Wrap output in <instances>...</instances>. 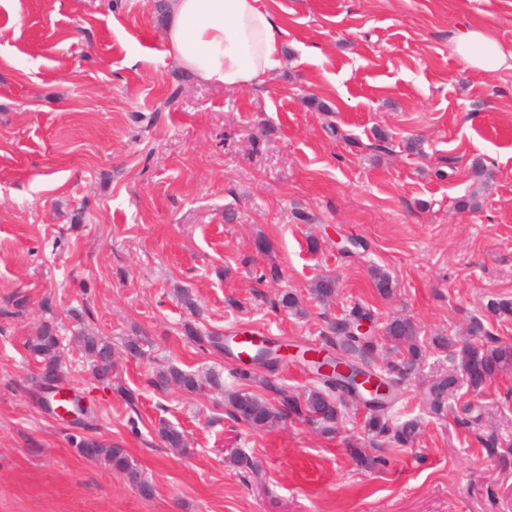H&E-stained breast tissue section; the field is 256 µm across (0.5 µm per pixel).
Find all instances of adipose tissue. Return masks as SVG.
Wrapping results in <instances>:
<instances>
[{
	"label": "adipose tissue",
	"instance_id": "adipose-tissue-1",
	"mask_svg": "<svg viewBox=\"0 0 512 512\" xmlns=\"http://www.w3.org/2000/svg\"><path fill=\"white\" fill-rule=\"evenodd\" d=\"M283 29L259 0H169L167 55L204 83L244 89L264 83L282 63ZM453 51L468 68L512 69V48L469 27L451 35Z\"/></svg>",
	"mask_w": 512,
	"mask_h": 512
}]
</instances>
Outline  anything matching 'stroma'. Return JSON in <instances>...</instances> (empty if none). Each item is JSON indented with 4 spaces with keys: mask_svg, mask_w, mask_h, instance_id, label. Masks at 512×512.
<instances>
[{
    "mask_svg": "<svg viewBox=\"0 0 512 512\" xmlns=\"http://www.w3.org/2000/svg\"><path fill=\"white\" fill-rule=\"evenodd\" d=\"M260 3L282 21L284 64L260 88L227 90L166 55V0H0V512H512V459L479 441L512 435V373L435 415L427 382L448 360L427 350L397 405L420 432L382 443L373 471L351 454L371 441L360 404L343 401L331 435L293 418L251 428L224 408L238 359L183 334L192 320L280 341L288 355L248 387L269 401L272 384L318 386L290 350L354 304L412 318L426 338L462 335L488 298L512 297V70L464 68L448 41L467 23L511 47L512 0ZM378 130L389 151L360 150ZM476 159L491 174L481 189ZM475 191L478 211L456 209ZM323 275L339 282L326 306L309 294ZM289 291L303 315L275 306ZM45 322L64 341L61 388L93 407V435L126 449L151 495L80 456L34 394L23 343ZM81 328L110 338L112 386L77 352ZM133 337L144 356L126 353ZM167 363L224 387L157 390ZM163 423L186 451L161 441Z\"/></svg>",
    "mask_w": 512,
    "mask_h": 512,
    "instance_id": "1",
    "label": "stroma"
}]
</instances>
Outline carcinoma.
Masks as SVG:
<instances>
[{"instance_id":"carcinoma-1","label":"carcinoma","mask_w":512,"mask_h":512,"mask_svg":"<svg viewBox=\"0 0 512 512\" xmlns=\"http://www.w3.org/2000/svg\"><path fill=\"white\" fill-rule=\"evenodd\" d=\"M370 276L377 293L389 297L394 292L390 275L383 269L373 267ZM338 282L331 277L319 278L312 282L310 294L322 304L328 303L337 293ZM485 312L496 320L512 318V299L492 297L485 305ZM376 315L369 307L356 304L334 319H326V330L322 333V345L335 349L350 367L363 366L374 369L384 377L390 387L388 395L376 400L367 413L365 427L373 437H387L393 442L404 445L414 441L419 432V421L410 419L399 423L394 420L393 412L397 402V386L406 376L415 371L424 357L419 340V328L410 319L392 317L387 320L384 334L381 336H357V325L363 321H372ZM185 336L202 348L212 347L224 350V339L216 335H201L190 323L184 325ZM467 333L472 342L455 350V341L450 336L437 335L431 338L429 346L448 352V374L440 376L428 392V406L431 412L442 411L443 400L454 398L462 386L472 393L481 391L495 378L512 371V344H506L491 336L484 320L474 317L469 321ZM77 350L88 360L93 378L107 387L112 385L114 368V348L106 337L94 332L83 331L74 337ZM24 348L35 363L36 372L30 382L39 398H44L43 389L49 381L61 377L63 347L55 326L45 323L29 337ZM152 384L163 391L176 387L184 392L193 393L209 384L221 387L220 379L214 375L202 381L196 375L186 372L175 365L162 366L154 371ZM265 386L277 398L275 406L256 395L244 390L224 392V406L229 415L255 429H264L282 419L293 416L308 423L322 433L330 435L337 429L340 410L341 391L350 390V381L343 375L336 376L334 382H323L303 394H289L270 382ZM163 442L171 448L186 449L184 435L177 428L163 424L159 428ZM78 453L91 460L104 463L125 474L137 484L144 494L151 487L141 480L140 474L128 460L126 450L110 441L96 436H82L76 441ZM512 455V440L507 441L497 433L489 435L485 448L491 455L497 449Z\"/></svg>"}]
</instances>
